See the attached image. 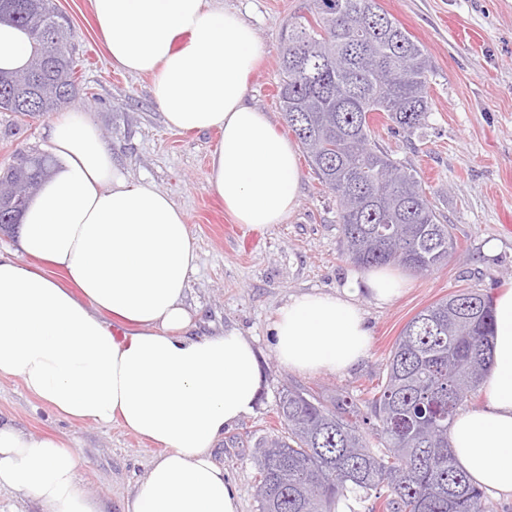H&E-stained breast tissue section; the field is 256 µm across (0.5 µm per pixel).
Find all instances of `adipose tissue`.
Segmentation results:
<instances>
[{
	"label": "adipose tissue",
	"instance_id": "adipose-tissue-1",
	"mask_svg": "<svg viewBox=\"0 0 512 512\" xmlns=\"http://www.w3.org/2000/svg\"><path fill=\"white\" fill-rule=\"evenodd\" d=\"M91 8L113 66L153 77L169 130L221 131L208 181L233 220L283 223L298 204V150L248 102L262 54L253 28L222 0H91ZM31 54L25 31L0 23V69H22ZM49 141L55 165L21 217L19 247L31 261L0 253V377L19 378L66 418L116 420L160 447L125 512H240L213 448L255 407L254 346L233 330L191 336L185 299L197 251L171 196L129 180L85 112L53 121ZM403 287L378 267L342 293L291 296L272 325L277 359L302 374L348 372L372 345L361 294L386 303ZM493 304L482 403L460 411L449 436L471 478L512 499V289ZM79 469L67 442L0 422V489L33 498L40 512H104Z\"/></svg>",
	"mask_w": 512,
	"mask_h": 512
}]
</instances>
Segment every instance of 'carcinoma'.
<instances>
[{
	"label": "carcinoma",
	"instance_id": "1",
	"mask_svg": "<svg viewBox=\"0 0 512 512\" xmlns=\"http://www.w3.org/2000/svg\"><path fill=\"white\" fill-rule=\"evenodd\" d=\"M7 3L4 17L27 30L33 53L25 68L0 71V110L53 112L80 92L74 29L52 0ZM279 70V108L339 199L347 258L414 275L447 264L457 251L451 225L417 175L373 143L370 126L381 112L408 138L423 129L433 68L420 42L378 0H313L309 14L288 21ZM13 156L0 186L21 171L35 194L52 157L33 149ZM493 327L490 298L459 289L405 325L371 398L326 403L308 389L282 391L285 434L258 444L259 512H336L348 493L372 501L368 512H488L485 492L455 463L449 429L490 368Z\"/></svg>",
	"mask_w": 512,
	"mask_h": 512
}]
</instances>
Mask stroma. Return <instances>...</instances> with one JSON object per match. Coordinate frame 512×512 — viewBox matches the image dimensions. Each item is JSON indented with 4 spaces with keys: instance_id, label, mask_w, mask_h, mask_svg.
I'll use <instances>...</instances> for the list:
<instances>
[{
    "instance_id": "stroma-1",
    "label": "stroma",
    "mask_w": 512,
    "mask_h": 512,
    "mask_svg": "<svg viewBox=\"0 0 512 512\" xmlns=\"http://www.w3.org/2000/svg\"><path fill=\"white\" fill-rule=\"evenodd\" d=\"M70 19L84 89L70 110L90 114L113 159L130 180L166 190L186 213L198 261L187 302L195 335L235 330L258 355L262 389L253 412L225 429L213 456L235 485L240 512H258L257 445L282 434L276 403L299 385L326 396L358 399L378 382L406 323L461 288L490 295L512 287V0H378L390 17L421 42L432 60L430 112L421 137L406 138L388 122L374 123L376 145L416 170L437 209L453 227L459 254L423 276H408L405 291L386 304L364 301L373 329L368 356L345 374H301L276 358L270 327L276 310L302 292L335 294L356 268L344 255L339 200L300 161L298 205L283 223L238 224L207 180L215 130L167 129L146 76L113 68L94 29L90 0H54ZM252 25L263 55L250 78L248 101L280 134L289 129L277 102V47L289 19L307 0H223ZM51 116L21 118L0 112V169L21 147L48 151ZM497 249L486 254L488 242ZM0 419L35 435L68 441L80 460L84 491L106 512H123L134 485L146 478L156 446L114 423L73 421L29 394L19 379L0 378Z\"/></svg>"
}]
</instances>
